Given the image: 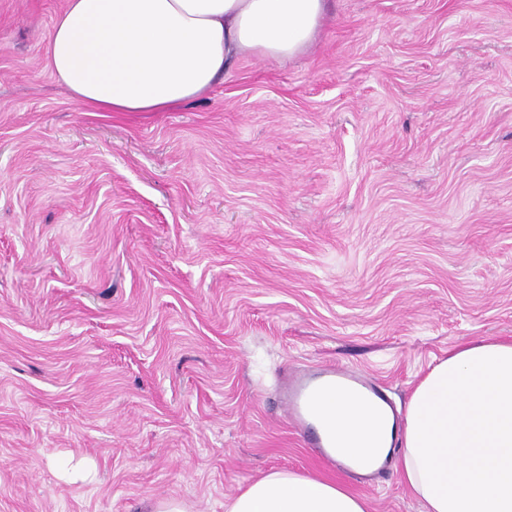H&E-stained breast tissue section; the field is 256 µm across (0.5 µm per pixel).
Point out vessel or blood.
I'll list each match as a JSON object with an SVG mask.
<instances>
[{"mask_svg":"<svg viewBox=\"0 0 512 512\" xmlns=\"http://www.w3.org/2000/svg\"><path fill=\"white\" fill-rule=\"evenodd\" d=\"M343 391L365 401L381 398L377 383L348 367L330 365L311 375L291 374L280 384L278 395L288 421L305 426L320 403Z\"/></svg>","mask_w":512,"mask_h":512,"instance_id":"obj_1","label":"vessel or blood"}]
</instances>
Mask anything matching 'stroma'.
Here are the masks:
<instances>
[{"label":"stroma","instance_id":"1","mask_svg":"<svg viewBox=\"0 0 512 512\" xmlns=\"http://www.w3.org/2000/svg\"><path fill=\"white\" fill-rule=\"evenodd\" d=\"M66 0H0V512H187L263 474L366 486L287 423L291 368L404 407L456 344L512 337V0H332L165 112L78 107Z\"/></svg>","mask_w":512,"mask_h":512}]
</instances>
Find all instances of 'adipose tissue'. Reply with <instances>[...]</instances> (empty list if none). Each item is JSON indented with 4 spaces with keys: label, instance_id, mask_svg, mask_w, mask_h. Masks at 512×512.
Returning <instances> with one entry per match:
<instances>
[{
    "label": "adipose tissue",
    "instance_id": "1",
    "mask_svg": "<svg viewBox=\"0 0 512 512\" xmlns=\"http://www.w3.org/2000/svg\"><path fill=\"white\" fill-rule=\"evenodd\" d=\"M329 0H67L46 37L47 65L81 106L163 112L230 77L240 58L295 56ZM336 446L369 473L396 471L424 512H512V340L465 342L416 384L402 419L337 395L322 410ZM225 512H367L343 483L272 471Z\"/></svg>",
    "mask_w": 512,
    "mask_h": 512
}]
</instances>
